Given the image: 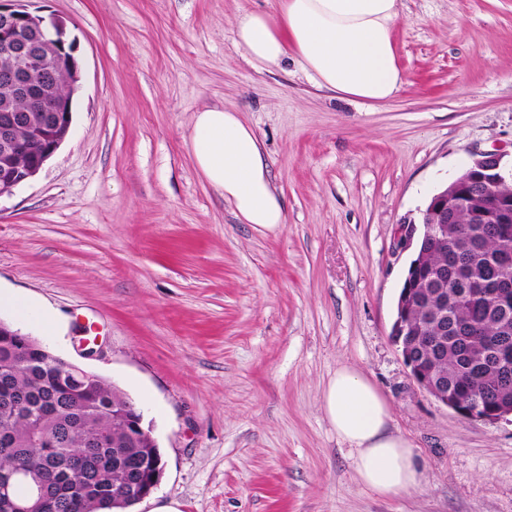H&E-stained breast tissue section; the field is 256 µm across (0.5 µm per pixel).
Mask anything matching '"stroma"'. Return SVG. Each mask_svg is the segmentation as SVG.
Segmentation results:
<instances>
[{
    "label": "stroma",
    "mask_w": 512,
    "mask_h": 512,
    "mask_svg": "<svg viewBox=\"0 0 512 512\" xmlns=\"http://www.w3.org/2000/svg\"><path fill=\"white\" fill-rule=\"evenodd\" d=\"M277 0H31L81 70L71 130L0 197L5 320L142 407L164 474L135 512H512V416L469 422L412 380L390 332L412 257L397 230L472 156L512 162V0H401L403 88L369 104L296 56L235 42ZM238 111L286 221L260 233L203 179L195 112ZM368 377L422 482L357 478L323 399Z\"/></svg>",
    "instance_id": "35a3bbf8"
}]
</instances>
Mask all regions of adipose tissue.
Listing matches in <instances>:
<instances>
[{
  "label": "adipose tissue",
  "instance_id": "obj_1",
  "mask_svg": "<svg viewBox=\"0 0 512 512\" xmlns=\"http://www.w3.org/2000/svg\"><path fill=\"white\" fill-rule=\"evenodd\" d=\"M399 6L400 0H278L275 13L240 17L237 43L251 59L269 66L296 55L320 88L382 102L405 83L393 41ZM189 149L207 183L243 223L260 232L283 224V204L261 142L238 112L221 106L196 112ZM324 408L349 446L355 473L370 490L393 497L420 484L411 447L390 429L391 405L363 374L339 366Z\"/></svg>",
  "mask_w": 512,
  "mask_h": 512
}]
</instances>
